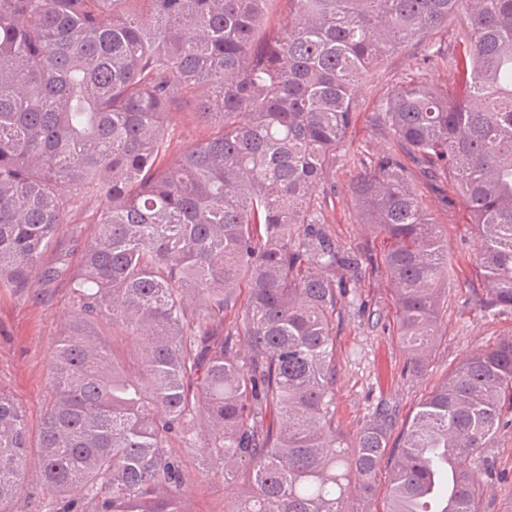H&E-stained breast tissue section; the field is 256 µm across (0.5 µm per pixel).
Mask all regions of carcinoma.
Masks as SVG:
<instances>
[{"label":"carcinoma","mask_w":512,"mask_h":512,"mask_svg":"<svg viewBox=\"0 0 512 512\" xmlns=\"http://www.w3.org/2000/svg\"><path fill=\"white\" fill-rule=\"evenodd\" d=\"M413 46L463 91L421 78L380 99L369 123L390 147L362 153L350 193L386 243L418 371L453 261L413 172L453 180L478 302L512 312V0H0V288L61 273L43 259L73 200L97 204L38 433L54 512H189L171 441L200 436L229 512H347L387 457L382 512H480L467 463L512 402V339L468 355L394 443L387 414L336 423L333 321L345 281L380 264L326 229L327 177L363 76ZM200 87L211 131L171 164V116ZM29 448L0 390V512Z\"/></svg>","instance_id":"carcinoma-1"}]
</instances>
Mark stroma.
Listing matches in <instances>:
<instances>
[{
	"label": "stroma",
	"mask_w": 512,
	"mask_h": 512,
	"mask_svg": "<svg viewBox=\"0 0 512 512\" xmlns=\"http://www.w3.org/2000/svg\"><path fill=\"white\" fill-rule=\"evenodd\" d=\"M426 76L459 88L457 72L441 64L422 67L419 50H399L364 80L356 115L337 152L330 176L336 194L325 212L327 229L343 250L381 251V240L363 224L349 191L354 160L361 152H376L384 143L373 135L367 117L379 100L402 80ZM415 189L432 220L448 232L453 272L442 300L438 334L424 368H406V353L396 334V307L385 272L365 275L348 284L349 301L336 318L337 374L334 386L336 420L354 432L371 423L384 404L396 410L397 426H404L417 404L470 353L512 338V315H492L480 308L473 293L477 243L467 211L457 202L456 190H436L422 181ZM93 204L76 202L63 235L47 252L48 266H77L93 231ZM71 307L69 282L35 277L30 288L0 290V389L15 399L26 414L30 435H37L51 397L47 365L51 345L63 330ZM187 465L185 491L191 512H229L231 501L218 476L203 472L196 453L180 449ZM470 468L483 490L484 512H512V406L504 405L502 423L492 447L483 449Z\"/></svg>",
	"instance_id": "1"
}]
</instances>
